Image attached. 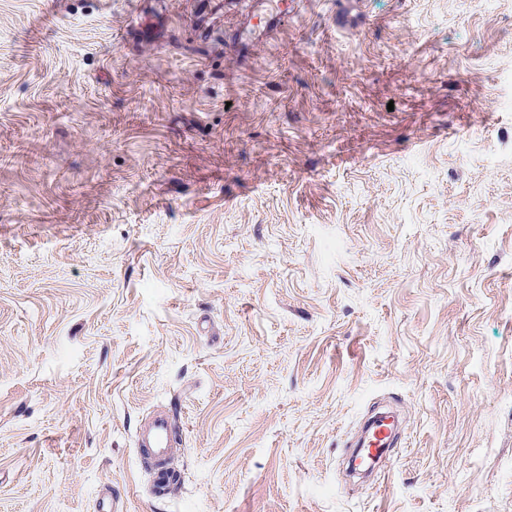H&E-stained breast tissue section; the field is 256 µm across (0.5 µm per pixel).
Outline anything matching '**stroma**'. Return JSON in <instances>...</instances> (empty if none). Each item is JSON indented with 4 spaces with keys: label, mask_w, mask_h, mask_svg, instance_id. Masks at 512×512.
Listing matches in <instances>:
<instances>
[{
    "label": "stroma",
    "mask_w": 512,
    "mask_h": 512,
    "mask_svg": "<svg viewBox=\"0 0 512 512\" xmlns=\"http://www.w3.org/2000/svg\"><path fill=\"white\" fill-rule=\"evenodd\" d=\"M274 12L0 0V512H512V0ZM167 409L158 408L144 418L134 436L138 457L160 471L181 445V428ZM396 423L390 415H380L373 419L367 429L361 455L383 456L393 446Z\"/></svg>",
    "instance_id": "35a3bbf8"
}]
</instances>
